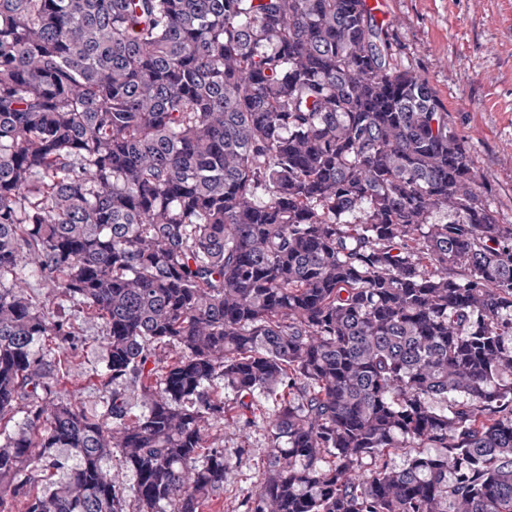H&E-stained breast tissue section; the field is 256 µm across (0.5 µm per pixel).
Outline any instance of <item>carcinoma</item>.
Here are the masks:
<instances>
[{
	"mask_svg": "<svg viewBox=\"0 0 512 512\" xmlns=\"http://www.w3.org/2000/svg\"><path fill=\"white\" fill-rule=\"evenodd\" d=\"M394 44L365 0H0V506L202 512L207 424L263 409L245 512H512V224ZM36 285L101 323L97 414ZM102 465L105 470H109L112 473V479L125 490V493L131 495L136 485L135 473L121 465L115 458L105 459Z\"/></svg>",
	"mask_w": 512,
	"mask_h": 512,
	"instance_id": "carcinoma-1",
	"label": "carcinoma"
}]
</instances>
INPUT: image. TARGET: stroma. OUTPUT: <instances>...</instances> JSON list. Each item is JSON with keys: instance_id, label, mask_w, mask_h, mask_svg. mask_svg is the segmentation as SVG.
<instances>
[{"instance_id": "1", "label": "stroma", "mask_w": 512, "mask_h": 512, "mask_svg": "<svg viewBox=\"0 0 512 512\" xmlns=\"http://www.w3.org/2000/svg\"><path fill=\"white\" fill-rule=\"evenodd\" d=\"M397 56L425 78L467 141L486 202L503 223H512V0H388ZM87 344L68 354L59 389L84 411L102 405L95 374L106 364L100 323L79 314ZM208 435L222 446L229 481L204 512H244L258 489L270 440L266 418L248 428L231 420L212 422Z\"/></svg>"}]
</instances>
